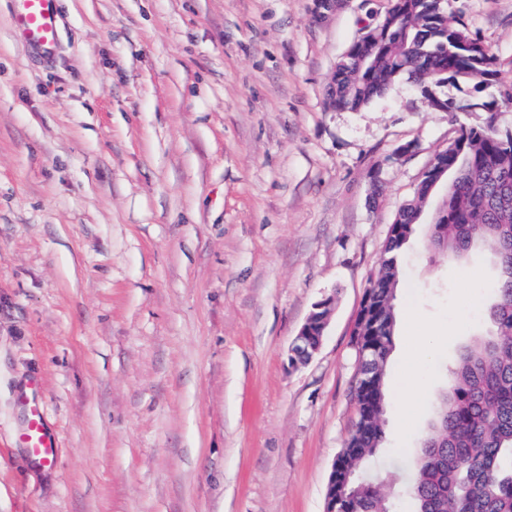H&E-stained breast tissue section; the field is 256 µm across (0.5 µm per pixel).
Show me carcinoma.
Masks as SVG:
<instances>
[{"label":"carcinoma","instance_id":"carcinoma-1","mask_svg":"<svg viewBox=\"0 0 512 512\" xmlns=\"http://www.w3.org/2000/svg\"><path fill=\"white\" fill-rule=\"evenodd\" d=\"M374 40L354 45L360 62L336 65V109L358 111L380 98L399 78L429 92L449 83L472 92L466 103L448 101V111L492 113L512 106V83L503 84L497 57L467 30L443 0H392ZM450 174L459 186L448 190L443 214L432 225L431 244L460 259L472 248L489 247L496 277L490 283L491 329L464 345L448 370L428 432L408 464L365 486L360 469L385 441L386 361L394 346L395 293L400 255L425 207L426 184L395 217L388 236V267L372 281L368 324L380 320L383 333L362 336L357 349H375L362 364L353 389L356 422L336 455V512H512V141L494 133L492 121L460 128L445 148Z\"/></svg>","mask_w":512,"mask_h":512}]
</instances>
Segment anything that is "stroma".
Here are the masks:
<instances>
[{
    "instance_id": "35a3bbf8",
    "label": "stroma",
    "mask_w": 512,
    "mask_h": 512,
    "mask_svg": "<svg viewBox=\"0 0 512 512\" xmlns=\"http://www.w3.org/2000/svg\"><path fill=\"white\" fill-rule=\"evenodd\" d=\"M389 0H59L52 50L0 0V512H324L356 418L353 331L389 227L460 126L405 79L332 110L335 66ZM512 79V0H447ZM406 156L397 151L404 145ZM406 246L381 460L416 448L490 323L488 248ZM334 303L307 364L288 350ZM40 379L62 448L31 464ZM332 297L327 296L313 305L312 311L300 327L294 337L289 349V360L291 364H306L318 353L325 329L328 325V316L332 304ZM319 338V343L313 345L311 338ZM17 400L24 414L16 439L17 446L26 448L28 458L33 464L53 460L59 453L60 441L57 434L46 427L40 380L32 379L26 389L18 394Z\"/></svg>"
}]
</instances>
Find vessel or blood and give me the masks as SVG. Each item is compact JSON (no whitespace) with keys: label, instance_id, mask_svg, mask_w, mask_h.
Here are the masks:
<instances>
[{"label":"vessel or blood","instance_id":"vessel-or-blood-1","mask_svg":"<svg viewBox=\"0 0 512 512\" xmlns=\"http://www.w3.org/2000/svg\"><path fill=\"white\" fill-rule=\"evenodd\" d=\"M13 17L25 44L44 49L53 46L57 36V0H13ZM17 400L24 414L16 439L18 447L26 449L32 463L53 460L60 450V441L45 423L40 380L32 379Z\"/></svg>","mask_w":512,"mask_h":512}]
</instances>
